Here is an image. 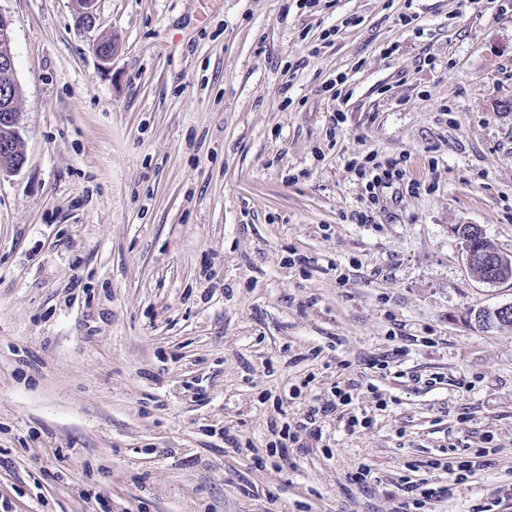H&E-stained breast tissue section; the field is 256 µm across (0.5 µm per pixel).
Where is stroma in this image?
Wrapping results in <instances>:
<instances>
[{"mask_svg":"<svg viewBox=\"0 0 512 512\" xmlns=\"http://www.w3.org/2000/svg\"><path fill=\"white\" fill-rule=\"evenodd\" d=\"M76 8L0 0L27 149L0 176V512H395L423 479L426 512H512V327L475 321L512 281L453 233L512 254V0ZM372 153L406 169L373 204ZM406 336L354 393L371 428L270 447ZM462 251L465 258L466 267L472 277L482 283L491 284L494 282H490L486 277H479L474 275V271L477 266L487 265L488 271H503L506 275V279H502L500 281L495 282L496 284L509 282L512 280V255L501 252L499 250H492L484 259H478L475 255L472 254L471 251H466L464 247H462ZM485 262V264L483 263ZM507 266L510 268L511 274H507Z\"/></svg>","mask_w":512,"mask_h":512,"instance_id":"stroma-1","label":"stroma"}]
</instances>
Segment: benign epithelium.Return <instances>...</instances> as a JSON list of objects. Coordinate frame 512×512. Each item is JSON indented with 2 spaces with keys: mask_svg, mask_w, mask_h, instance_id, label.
<instances>
[{
  "mask_svg": "<svg viewBox=\"0 0 512 512\" xmlns=\"http://www.w3.org/2000/svg\"><path fill=\"white\" fill-rule=\"evenodd\" d=\"M79 3L76 17L77 24L82 28H92L96 23V0H77ZM12 20L0 12V175L11 174L22 168L26 161V142L20 131L21 88L15 78V67L10 44L12 42ZM469 273H474L477 266L483 264L490 271H506L512 269V255L492 250L484 259H479L470 251H463ZM509 306L504 305L494 310L478 313L476 321L488 328L503 325L501 315Z\"/></svg>",
  "mask_w": 512,
  "mask_h": 512,
  "instance_id": "benign-epithelium-1",
  "label": "benign epithelium"
}]
</instances>
